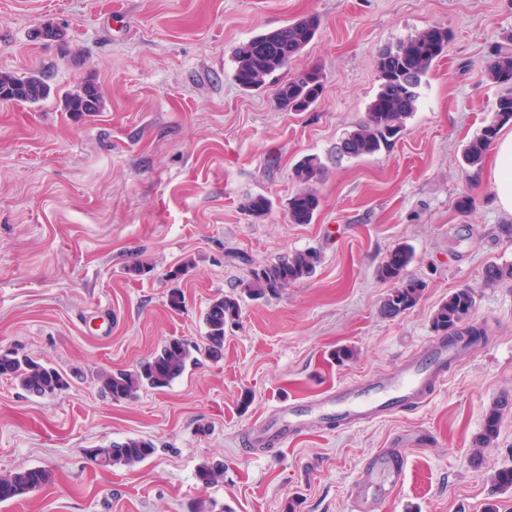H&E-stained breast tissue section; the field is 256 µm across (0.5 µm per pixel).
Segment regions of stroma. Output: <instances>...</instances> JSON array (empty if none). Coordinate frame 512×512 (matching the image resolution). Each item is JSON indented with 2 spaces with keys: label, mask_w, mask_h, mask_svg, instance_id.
I'll return each instance as SVG.
<instances>
[{
  "label": "stroma",
  "mask_w": 512,
  "mask_h": 512,
  "mask_svg": "<svg viewBox=\"0 0 512 512\" xmlns=\"http://www.w3.org/2000/svg\"><path fill=\"white\" fill-rule=\"evenodd\" d=\"M310 16L320 27L305 50L243 90L236 48ZM432 27L450 40L401 133L376 154L340 155L378 91L379 53ZM510 33L512 0H0V71L52 85L37 103L0 101V349L78 375L48 397L0 378V473L52 474L0 512H195L202 500L212 512H512V491L492 480L512 466V409L492 445L474 446L489 406L512 399V283L482 280L488 263L512 264V214L495 203L491 160L461 164L505 91L485 66ZM309 68L324 75L320 98L281 110L278 88ZM87 79L101 110L67 112L65 93ZM307 155L324 166L320 206L294 224L292 169ZM256 195L270 202L260 218L244 208ZM401 246L424 290L386 318L392 284L378 268ZM304 250L320 255L314 273L244 299L222 358L131 400L101 391L100 370L133 368L168 338L203 343L213 299ZM464 287L486 340L459 350L422 404L332 428L309 417L274 446L252 444L279 406L423 359L441 338L434 311ZM129 437L153 454L108 471L90 460ZM381 456L402 469L389 491L370 469ZM206 462L224 466L207 487Z\"/></svg>",
  "instance_id": "1"
}]
</instances>
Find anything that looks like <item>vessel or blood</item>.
<instances>
[{
    "label": "vessel or blood",
    "instance_id": "1",
    "mask_svg": "<svg viewBox=\"0 0 512 512\" xmlns=\"http://www.w3.org/2000/svg\"><path fill=\"white\" fill-rule=\"evenodd\" d=\"M449 352L445 342L435 343L424 361L406 363L390 376H373L365 384L337 389L324 401L300 409L294 406L278 412L256 431V442H265L269 434L288 437L303 422L305 414L340 418L348 422H371L393 413L398 402L414 403L424 389L441 375Z\"/></svg>",
    "mask_w": 512,
    "mask_h": 512
}]
</instances>
